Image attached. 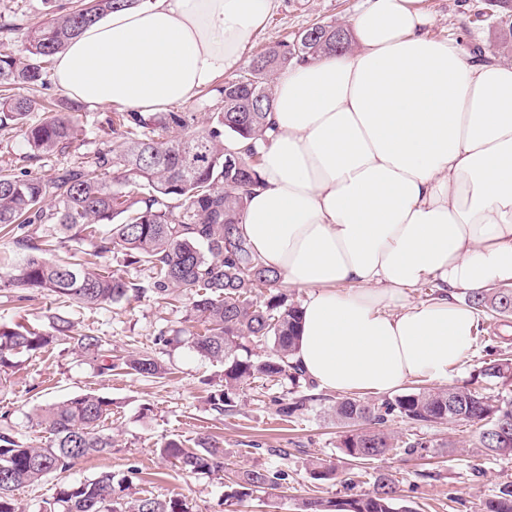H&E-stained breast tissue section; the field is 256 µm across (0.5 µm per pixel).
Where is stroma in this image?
Segmentation results:
<instances>
[{"mask_svg": "<svg viewBox=\"0 0 512 512\" xmlns=\"http://www.w3.org/2000/svg\"><path fill=\"white\" fill-rule=\"evenodd\" d=\"M363 0H277L266 28L259 33L246 57H253L278 42L293 37L322 20L350 22ZM437 38H454L463 50L474 46L496 51L498 59L512 62V42H504L499 29L477 21L485 0H424ZM0 15L11 29L0 32V51L17 54L31 29L49 18L44 0H0ZM111 110L81 106L69 118L79 130L67 152L29 158L19 129L0 130V168L28 171L43 178L58 169L93 156L106 139L103 124ZM68 316L78 332L101 336L115 353L151 354L169 367L162 378L115 374L99 376L66 345L23 360L0 385V426L10 425L25 445L45 443L44 430L31 426L28 413L36 406L70 396L95 392L112 398V419L105 426L114 447L110 454L91 456L62 475L19 487L14 497L20 512H40L52 501L58 487L103 472L131 474L133 496L185 498L192 512H224L223 474L251 468L288 470L287 486L265 501H250L243 512H296L298 503L310 497L356 496L371 490L375 476L386 472L399 482L406 505L414 512H477L481 503L495 498L500 488L512 484V455L487 456L478 447L479 427L472 423L447 421L419 425L393 417L387 429L401 440L420 441L429 447L427 456H408L394 451L383 460L354 466L339 448L346 425L329 413L336 394L323 391L320 400L308 403L303 415L281 420L276 399L309 394V386L292 388L256 382L241 388L231 410L217 414L208 397L224 383V367L198 356L187 344L163 347L155 344L159 330L177 333L184 327V305L166 306L149 299L130 300L93 310L63 304L54 297L38 295L16 301L11 288H0V323L26 320L47 328L53 314ZM480 332L473 349L461 365L451 371L447 386L469 385L487 359V346L512 352V317L480 313ZM214 435L224 442V472L193 475L163 461L158 446L170 438L194 442ZM460 449L448 448V441ZM320 458L335 466L333 479L315 481L308 463Z\"/></svg>", "mask_w": 512, "mask_h": 512, "instance_id": "obj_1", "label": "stroma"}]
</instances>
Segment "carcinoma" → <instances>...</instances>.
<instances>
[{
	"mask_svg": "<svg viewBox=\"0 0 512 512\" xmlns=\"http://www.w3.org/2000/svg\"><path fill=\"white\" fill-rule=\"evenodd\" d=\"M139 0H76L58 6L50 21L32 29L22 53H0V127L25 124L37 109L36 100L14 94L47 84V64L100 16L131 7ZM476 17L492 21L512 36V0H489ZM343 22L318 21L294 38L254 56L246 73L208 88L212 105L205 119L197 112H156L144 116L124 110L107 119L112 146L87 161L62 170L50 180L0 169V228L12 234L31 224H52L69 241L90 242L92 257L119 252L131 263L149 266V280L134 282L103 273L88 259L72 255L50 259L54 239L29 235L16 239L26 251L7 276V287L26 294L51 295L88 306H107L130 298L189 301L183 333L202 358L224 364V388L210 393L211 409L222 415L233 406L235 391L250 381L288 380L304 375L292 361L301 320V306L280 288L281 275L265 266L240 230L251 190L261 182L260 143L267 141L275 75L297 60L316 59L351 49ZM75 131L70 119L55 112L25 131L30 156L63 153ZM115 173L112 181L102 171ZM265 288L266 294L258 293ZM468 300L479 311L512 316V289L490 288ZM266 344L265 359L253 358L252 344ZM66 344L101 375L116 370L160 377L168 366L145 354L114 355L103 340L77 334L73 322L55 315L50 330L22 321L0 323V378L19 366L21 358ZM485 381L512 378V359L484 362ZM313 400L310 395L278 402L277 412L295 417ZM113 401L92 392L48 402L28 415L31 424L48 434L37 448L9 430L0 431V512H18L14 491L56 473L72 470L85 457L112 451L103 423L112 417ZM331 415L344 424L360 421L370 427L343 436L340 448L352 462L381 460L397 449L383 429L391 416L416 424L463 420L479 426V445L488 455L512 454V400L493 399L478 387L415 388L381 403L353 397L336 398ZM507 428L508 440L498 439ZM161 459L191 474L224 469L223 443L200 437L187 446L168 439ZM335 468L311 461L313 480H325ZM286 470L241 469L224 485L228 512L258 493L288 484ZM132 477L102 472L94 478L60 486L45 512H191L182 498L143 496L130 499ZM397 481L386 473L375 477L372 491L335 499L310 498L299 512H412L400 504ZM480 512H512V484L481 504Z\"/></svg>",
	"mask_w": 512,
	"mask_h": 512,
	"instance_id": "obj_1",
	"label": "carcinoma"
}]
</instances>
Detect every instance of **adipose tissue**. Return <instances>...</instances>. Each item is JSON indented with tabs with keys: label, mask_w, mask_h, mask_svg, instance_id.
Segmentation results:
<instances>
[{
	"label": "adipose tissue",
	"mask_w": 512,
	"mask_h": 512,
	"mask_svg": "<svg viewBox=\"0 0 512 512\" xmlns=\"http://www.w3.org/2000/svg\"><path fill=\"white\" fill-rule=\"evenodd\" d=\"M421 3L367 0L351 51L274 82L241 231L306 289L293 360L324 390L446 379L479 329L460 294L512 282V64L432 37ZM273 6L143 0L71 40L52 80L91 107L167 109L237 69Z\"/></svg>",
	"instance_id": "adipose-tissue-1"
}]
</instances>
